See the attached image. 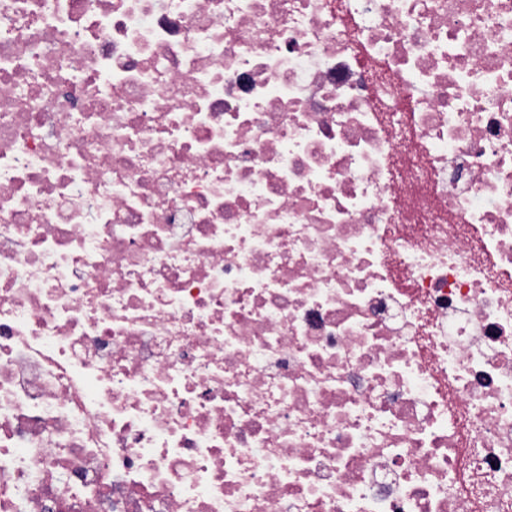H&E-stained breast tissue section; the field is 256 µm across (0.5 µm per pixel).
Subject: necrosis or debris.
<instances>
[{"instance_id":"necrosis-or-debris-1","label":"necrosis or debris","mask_w":512,"mask_h":512,"mask_svg":"<svg viewBox=\"0 0 512 512\" xmlns=\"http://www.w3.org/2000/svg\"><path fill=\"white\" fill-rule=\"evenodd\" d=\"M0 512H512V0H0Z\"/></svg>"}]
</instances>
